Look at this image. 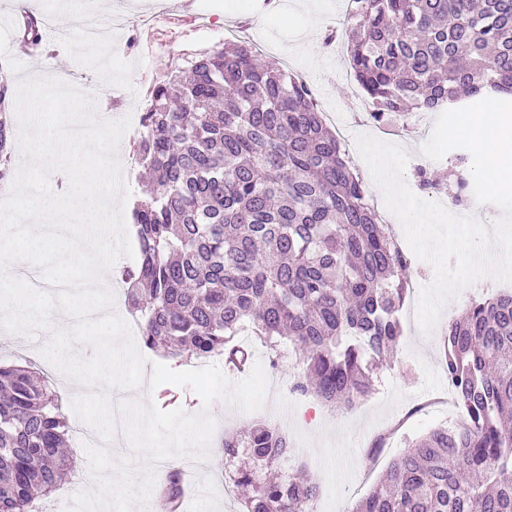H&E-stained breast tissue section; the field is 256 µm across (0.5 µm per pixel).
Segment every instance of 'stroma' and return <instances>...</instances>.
I'll list each match as a JSON object with an SVG mask.
<instances>
[{
    "label": "stroma",
    "instance_id": "obj_1",
    "mask_svg": "<svg viewBox=\"0 0 512 512\" xmlns=\"http://www.w3.org/2000/svg\"><path fill=\"white\" fill-rule=\"evenodd\" d=\"M56 2L59 24L68 30V37L52 42L47 55H0V68L16 80L28 75L54 78L63 71L78 83H91L97 111L111 113L113 119L144 112L164 72L197 54L223 49L232 29L238 31L240 40L259 44L263 60L308 82L319 108H338L348 114L353 111L350 88L341 79L349 67L346 49L341 44L325 47L322 38L340 17L345 0H122V27L113 31L111 42L98 44L87 43L73 33L75 14L99 15L98 0ZM431 130L428 124L416 133L400 128L386 140L407 151L405 179L412 191L424 199L438 196L448 208L457 187L446 176L447 163L442 159L425 161L421 151ZM422 164L434 187H420L416 170ZM410 273L414 293L400 312L401 339L381 369L373 393L356 407L330 411L314 397L293 392L291 346L282 345L280 353L275 354L257 344L254 357L261 361L272 387L267 404L250 414L225 405L224 416L217 421L215 434L219 437L257 421L279 422L294 445L280 469L292 473L301 468L319 482L315 512H351L354 502L390 462L404 453L411 440L447 424V409L429 404L431 398L448 391L442 364L444 331L449 320L472 301L504 288L503 283L490 277L464 288L444 307L434 333L427 338L415 321V293L432 282L433 270L414 258ZM46 342V336L40 334L17 339L0 335V362L19 364L27 359L48 377H55V367L39 353ZM68 419L76 473L45 500L43 512H63L66 501L92 481L83 447L78 443L83 423L73 413ZM377 443L382 449L371 467L363 456ZM223 458V453L209 450L198 467L200 481L210 485L213 496L201 500L196 512H239L235 493L225 488L228 466Z\"/></svg>",
    "mask_w": 512,
    "mask_h": 512
}]
</instances>
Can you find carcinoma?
Instances as JSON below:
<instances>
[{"label":"carcinoma","mask_w":512,"mask_h":512,"mask_svg":"<svg viewBox=\"0 0 512 512\" xmlns=\"http://www.w3.org/2000/svg\"><path fill=\"white\" fill-rule=\"evenodd\" d=\"M349 69L380 125L493 93L512 101V0H352ZM21 43L43 45L32 17ZM13 86L0 71V181L12 171ZM133 207L139 259L120 271L143 346L177 362L243 369L246 327L295 354L294 389L333 408L373 390L401 337L409 264L370 201L313 89L250 46L174 68L144 112ZM443 368L465 415L409 442L351 512H512V292L448 322ZM68 419L30 366L0 364V512H33L72 468ZM279 426L224 436L241 512H309L303 475L263 478L290 452ZM180 471L164 489L178 512Z\"/></svg>","instance_id":"obj_1"}]
</instances>
